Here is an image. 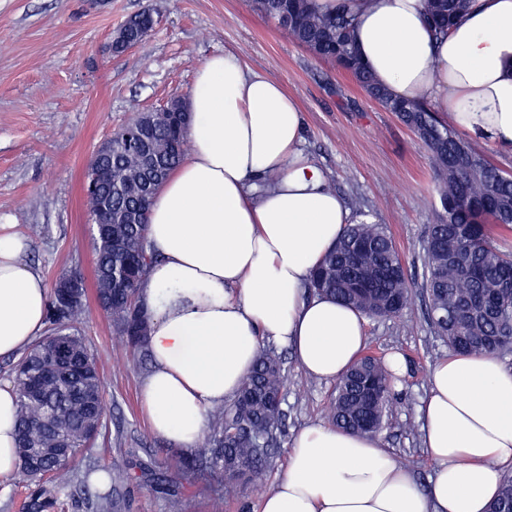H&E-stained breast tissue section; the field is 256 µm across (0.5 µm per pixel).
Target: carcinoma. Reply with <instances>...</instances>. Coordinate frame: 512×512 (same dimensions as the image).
Here are the masks:
<instances>
[{"instance_id":"carcinoma-1","label":"carcinoma","mask_w":512,"mask_h":512,"mask_svg":"<svg viewBox=\"0 0 512 512\" xmlns=\"http://www.w3.org/2000/svg\"><path fill=\"white\" fill-rule=\"evenodd\" d=\"M428 23L439 38L476 0H424ZM255 10L273 21L315 58L330 61L349 74L385 110L395 113L425 145L434 191L442 212L427 225L422 250L423 297L434 333L458 353L498 357L512 350V253L502 250L491 227L512 228V175L473 150L425 100L399 101L380 86L358 57L352 38L353 18L344 12H321L315 0H253ZM154 15L144 10L120 29L119 44L140 43L153 30ZM136 123L112 132L114 148L104 168L109 177L99 189L111 196L109 214L98 212L95 193L85 195L90 224L112 222V238L91 235L98 304L113 331L131 352L148 356L149 320H137L139 288L159 254L148 247L147 219L151 201L146 189L152 170L144 165L126 136ZM150 151L165 175L173 173L187 151L185 134L166 122L157 123ZM372 245L358 260L350 244ZM307 288L350 305L369 318L391 319L402 314L415 288L395 243L382 224L357 215L319 267ZM86 308L82 301L68 308L49 297L45 334L36 339L13 366L17 389L19 445L35 461L18 467L31 484L27 512H50L66 483L50 452L64 443L69 455L91 444L88 427L105 415L104 383L96 361L79 331ZM51 339L85 362L81 372L62 374L42 355ZM285 378L281 357L261 350L232 402L212 407V434L202 448L181 457L180 472L209 470L224 479V496L242 489L265 488L270 447L281 426ZM393 394L386 363L372 356L359 359L336 383L328 406L331 423L353 433H378ZM489 512H512V476L503 478Z\"/></svg>"}]
</instances>
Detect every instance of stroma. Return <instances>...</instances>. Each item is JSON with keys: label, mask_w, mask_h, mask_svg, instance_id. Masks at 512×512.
Listing matches in <instances>:
<instances>
[{"label": "stroma", "mask_w": 512, "mask_h": 512, "mask_svg": "<svg viewBox=\"0 0 512 512\" xmlns=\"http://www.w3.org/2000/svg\"><path fill=\"white\" fill-rule=\"evenodd\" d=\"M145 9L156 19L150 35L126 53H109L111 35ZM224 52L283 84L303 112L304 152L345 205L360 206L394 239L415 289L402 317L367 321L364 352L404 359L379 438L428 488L432 465L418 408L433 365L449 354L429 325L420 289L425 226L439 207L428 153L394 113L255 12L251 0H0V222L24 232L43 227L25 262L46 284L67 270L92 284L83 180L95 148L138 113L187 96L197 65ZM79 328L103 378L106 416L94 444L70 462L72 479L58 512H98L86 487L117 460L133 464L131 480L112 492L117 512H170L174 493L182 512H259L261 494L244 490L224 499L216 494L218 482L195 475L157 483L181 454L152 434L140 407L143 361L121 343L95 299H88ZM275 351L286 386L284 433L267 474L271 488L286 469L293 437L325 421L335 388L303 373L290 348Z\"/></svg>", "instance_id": "obj_1"}]
</instances>
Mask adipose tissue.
<instances>
[{"label": "adipose tissue", "instance_id": "obj_1", "mask_svg": "<svg viewBox=\"0 0 512 512\" xmlns=\"http://www.w3.org/2000/svg\"><path fill=\"white\" fill-rule=\"evenodd\" d=\"M315 2L350 13L358 56L394 97L432 102L459 132L512 150V0H477L440 40L422 0ZM189 110V153L149 210L160 258L139 291L152 357L140 400L152 432L182 451L203 437L210 407L235 396L262 343L334 381L367 340L361 313L305 290L349 211L301 148L298 101L227 52L197 66ZM30 245L0 224V357L43 327L48 288L22 261ZM16 408L13 383L0 381V478L18 469ZM420 414L428 491L376 435L319 422L293 438L260 512H487L512 470V371L451 353L433 366Z\"/></svg>", "mask_w": 512, "mask_h": 512}]
</instances>
